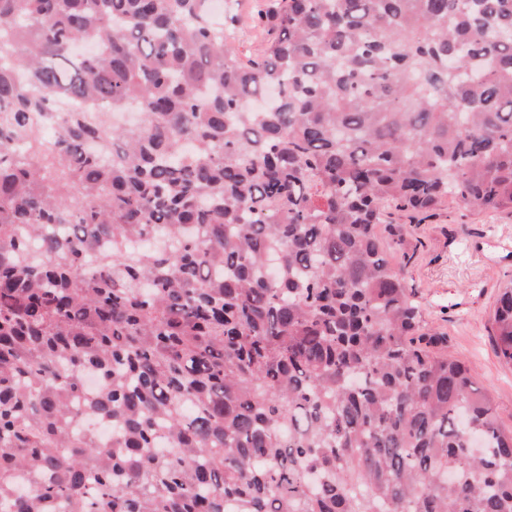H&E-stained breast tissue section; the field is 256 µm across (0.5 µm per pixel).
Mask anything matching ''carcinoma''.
I'll return each mask as SVG.
<instances>
[{
    "label": "carcinoma",
    "mask_w": 512,
    "mask_h": 512,
    "mask_svg": "<svg viewBox=\"0 0 512 512\" xmlns=\"http://www.w3.org/2000/svg\"><path fill=\"white\" fill-rule=\"evenodd\" d=\"M235 20L0 0V512H512L382 228L512 210V0H265L246 62Z\"/></svg>",
    "instance_id": "obj_1"
}]
</instances>
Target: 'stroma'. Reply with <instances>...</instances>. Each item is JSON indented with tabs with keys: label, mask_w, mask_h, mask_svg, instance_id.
I'll return each mask as SVG.
<instances>
[{
	"label": "stroma",
	"mask_w": 512,
	"mask_h": 512,
	"mask_svg": "<svg viewBox=\"0 0 512 512\" xmlns=\"http://www.w3.org/2000/svg\"><path fill=\"white\" fill-rule=\"evenodd\" d=\"M239 21L229 39L241 57L262 53L267 35L254 18L255 0H224ZM407 225L417 252L408 267L429 325L443 332L449 356L473 365L476 385L492 398L499 423L512 427V365L502 362L491 339V317L501 287L512 280V251L497 248L512 239V212H478L447 204L421 224L389 211Z\"/></svg>",
	"instance_id": "obj_1"
}]
</instances>
